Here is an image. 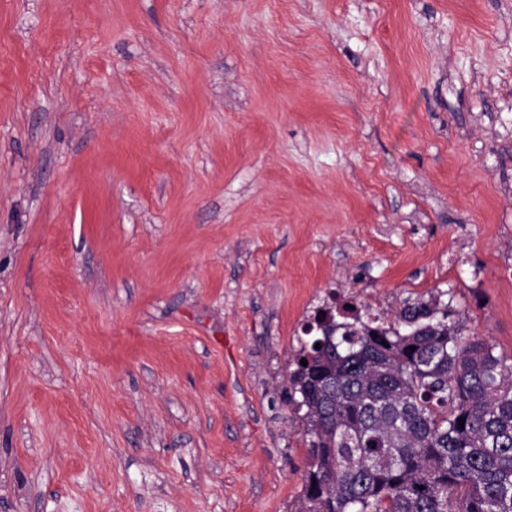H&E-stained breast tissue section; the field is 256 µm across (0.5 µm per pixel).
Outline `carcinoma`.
Listing matches in <instances>:
<instances>
[{"label":"carcinoma","instance_id":"obj_1","mask_svg":"<svg viewBox=\"0 0 512 512\" xmlns=\"http://www.w3.org/2000/svg\"><path fill=\"white\" fill-rule=\"evenodd\" d=\"M453 302L407 300L390 324L326 304L304 326L288 372L308 371L297 512H512V356Z\"/></svg>","mask_w":512,"mask_h":512}]
</instances>
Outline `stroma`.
<instances>
[{"label":"stroma","mask_w":512,"mask_h":512,"mask_svg":"<svg viewBox=\"0 0 512 512\" xmlns=\"http://www.w3.org/2000/svg\"><path fill=\"white\" fill-rule=\"evenodd\" d=\"M336 289L512 354V0H0V512H296Z\"/></svg>","instance_id":"1"}]
</instances>
